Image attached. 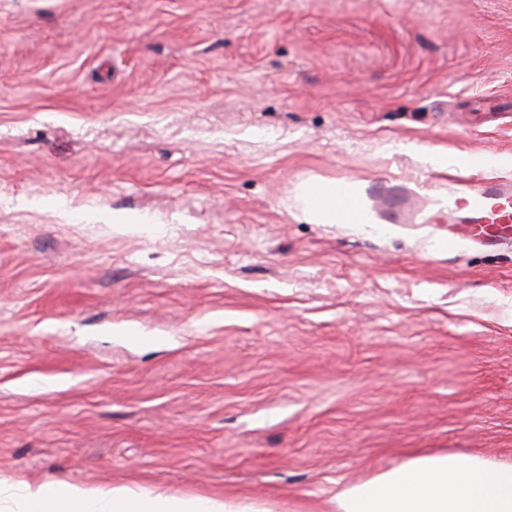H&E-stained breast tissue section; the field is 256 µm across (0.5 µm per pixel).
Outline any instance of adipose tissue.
<instances>
[{
  "label": "adipose tissue",
  "mask_w": 512,
  "mask_h": 512,
  "mask_svg": "<svg viewBox=\"0 0 512 512\" xmlns=\"http://www.w3.org/2000/svg\"><path fill=\"white\" fill-rule=\"evenodd\" d=\"M304 210L318 224L363 221L354 191L311 186ZM334 512H512V462L474 454L416 456L364 481L336 488ZM0 512H267L236 498L182 497L161 488H83L64 480H0Z\"/></svg>",
  "instance_id": "1"
}]
</instances>
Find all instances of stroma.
Here are the masks:
<instances>
[{"label": "stroma", "mask_w": 512, "mask_h": 512, "mask_svg": "<svg viewBox=\"0 0 512 512\" xmlns=\"http://www.w3.org/2000/svg\"><path fill=\"white\" fill-rule=\"evenodd\" d=\"M478 153L512 155V0H0V479L322 512L512 459ZM332 182L363 223L304 218Z\"/></svg>", "instance_id": "obj_1"}]
</instances>
